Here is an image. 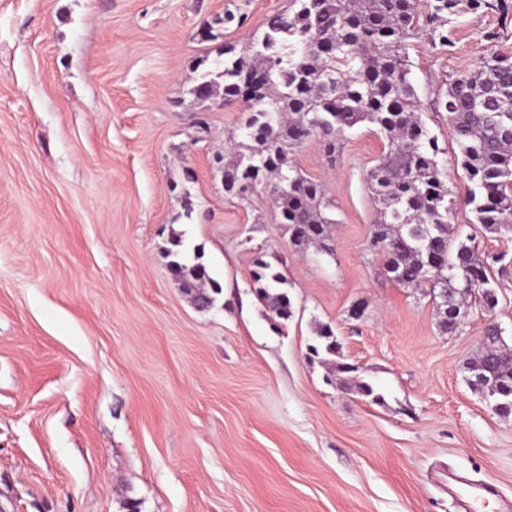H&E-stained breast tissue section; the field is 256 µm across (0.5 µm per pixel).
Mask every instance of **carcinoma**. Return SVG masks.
I'll list each match as a JSON object with an SVG mask.
<instances>
[{
    "label": "carcinoma",
    "mask_w": 512,
    "mask_h": 512,
    "mask_svg": "<svg viewBox=\"0 0 512 512\" xmlns=\"http://www.w3.org/2000/svg\"><path fill=\"white\" fill-rule=\"evenodd\" d=\"M293 0L295 9L267 19L260 42L249 55H224L222 66L201 75L192 93L208 100L222 90L224 101L244 96L243 76L253 72V94L239 136L237 160L224 164L225 192H245L267 174L278 223L287 226L294 246L321 242L332 234L326 215L331 201L324 184L304 176L291 154L307 138L319 136L329 152L360 124L375 126L388 149L369 171L368 183L380 221L373 245L385 266L397 271L407 288L439 285L448 304L439 308V324L451 333L471 298L488 308L497 305L491 263L467 245L472 236L451 223L453 201L438 158L435 137L422 120L408 60L409 40L425 34L448 46V33L463 13L499 15L512 23V0ZM441 106L448 112L457 145V165L469 182L466 203L475 223L488 233L512 231V57L484 55L476 71L448 84ZM170 267L185 295L213 307L221 284L204 262V252L182 237L171 240ZM252 279L257 299L278 319L288 320L291 300L287 276L257 256ZM480 352L467 362L481 375L471 385L494 401L499 415H512V348L501 327L484 330ZM308 358L340 372L356 367L335 361L341 345L331 326L317 330Z\"/></svg>",
    "instance_id": "cac0c4a2"
}]
</instances>
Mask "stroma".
<instances>
[{
  "label": "stroma",
  "instance_id": "1",
  "mask_svg": "<svg viewBox=\"0 0 512 512\" xmlns=\"http://www.w3.org/2000/svg\"><path fill=\"white\" fill-rule=\"evenodd\" d=\"M289 5L0 0V512H128L130 499L139 512H471L452 475L512 512V416L466 368L489 321L512 346V232L477 230L478 253L508 270L497 306L470 303L448 333L370 248L366 179L386 148L374 127L332 155L315 136L294 152L332 202L327 250L294 249L266 183L224 192L215 157L236 156L245 106L190 89ZM228 11L245 23H223ZM498 26L466 14L453 47L408 46L455 224L473 215L439 102L490 47L512 55V28L484 38ZM178 234L222 285L210 310L169 269ZM260 254L288 277V321L255 295ZM319 323L380 401L309 361Z\"/></svg>",
  "mask_w": 512,
  "mask_h": 512
}]
</instances>
